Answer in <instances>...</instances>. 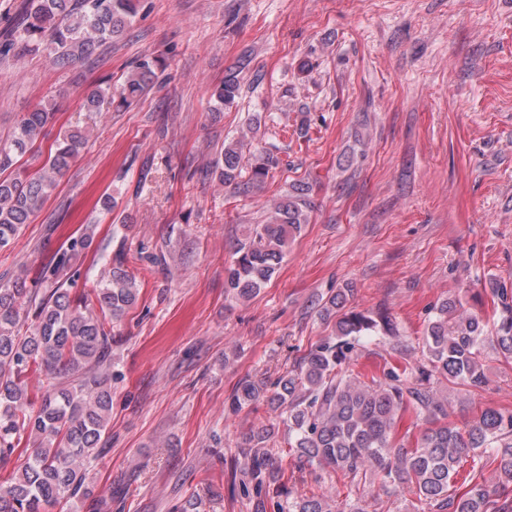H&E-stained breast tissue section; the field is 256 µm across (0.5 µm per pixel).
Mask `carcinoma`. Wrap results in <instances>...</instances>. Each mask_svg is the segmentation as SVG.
Masks as SVG:
<instances>
[{
	"instance_id": "cac0c4a2",
	"label": "carcinoma",
	"mask_w": 512,
	"mask_h": 512,
	"mask_svg": "<svg viewBox=\"0 0 512 512\" xmlns=\"http://www.w3.org/2000/svg\"><path fill=\"white\" fill-rule=\"evenodd\" d=\"M136 15L135 0H26L23 33L0 42V56L18 57L30 43L44 42L58 68L90 55L96 46L120 36ZM242 64L234 66L213 92L226 107L236 103ZM155 62L139 61L117 92L93 89L85 106L91 112L127 106L153 83ZM56 117V104L43 102L24 113L11 134L0 140V249L8 246L56 187L88 135L75 128L50 151L41 172L27 174L21 159L34 148L43 128ZM247 144L231 140L211 162V173L238 192L266 188L280 158L269 149L245 153ZM310 185L297 181L275 206L268 221L254 224L238 240L224 287L247 300L271 280L288 250V240L309 223L314 207ZM89 236L69 237L42 264V292L26 287L21 276L0 285V468L6 467L25 434L32 440L26 459L0 478V512H52L63 500L87 497V463L103 451L111 430L112 388L100 370L112 361L114 324L135 306L138 288L124 269L125 255L98 287L71 294L68 281L87 248ZM459 300L434 307L424 335L421 358L390 366L368 381L353 364L363 336H387L394 354L404 355L396 325L384 306L361 311L351 306L349 289L321 304L323 319H335L333 334L310 347L281 375L275 391L244 378L230 397L232 410L266 402L286 410L288 445L299 460L340 473L355 488L381 480L394 494L409 490L431 512H512V414L485 409L464 427L448 425V398L438 395L442 381L484 385L483 350L493 344L512 358V309L493 323L459 311ZM44 376L40 402L29 395L27 378ZM412 411L425 428L408 446L398 436L400 415ZM274 426L252 432L238 449L242 472L255 496V512H266V487L276 479L278 462L268 442ZM470 462V480L456 477ZM495 466L498 482L477 480ZM278 512H366L360 500L332 508L325 496L294 498L276 504Z\"/></svg>"
}]
</instances>
